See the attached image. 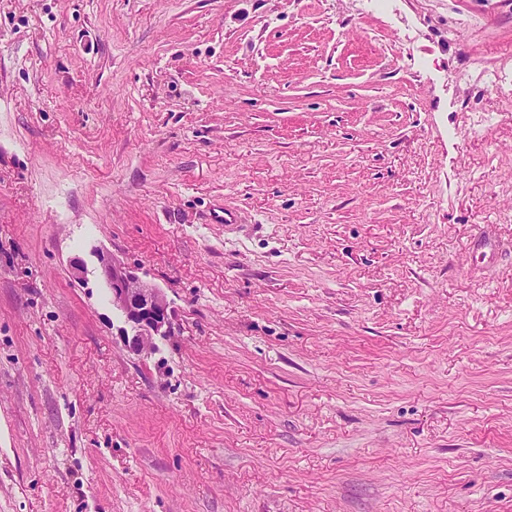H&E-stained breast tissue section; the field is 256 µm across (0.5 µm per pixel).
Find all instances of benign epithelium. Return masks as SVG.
Segmentation results:
<instances>
[{
  "instance_id": "1",
  "label": "benign epithelium",
  "mask_w": 512,
  "mask_h": 512,
  "mask_svg": "<svg viewBox=\"0 0 512 512\" xmlns=\"http://www.w3.org/2000/svg\"><path fill=\"white\" fill-rule=\"evenodd\" d=\"M100 274L109 286L112 307L124 318V346L136 355L152 353L156 340L171 334L172 315L161 289L142 281L115 257L99 255Z\"/></svg>"
}]
</instances>
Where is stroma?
<instances>
[{
	"mask_svg": "<svg viewBox=\"0 0 512 512\" xmlns=\"http://www.w3.org/2000/svg\"><path fill=\"white\" fill-rule=\"evenodd\" d=\"M0 512H512V0H0ZM100 274L109 286L112 307L124 318V346L136 355L151 354L156 340L170 336L172 315L160 288L142 281L114 256L98 255Z\"/></svg>",
	"mask_w": 512,
	"mask_h": 512,
	"instance_id": "35a3bbf8",
	"label": "stroma"
}]
</instances>
